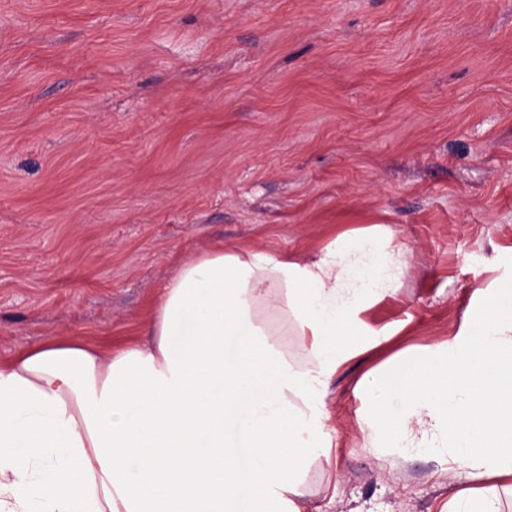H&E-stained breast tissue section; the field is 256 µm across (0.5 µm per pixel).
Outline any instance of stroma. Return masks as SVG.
Instances as JSON below:
<instances>
[{"mask_svg": "<svg viewBox=\"0 0 512 512\" xmlns=\"http://www.w3.org/2000/svg\"><path fill=\"white\" fill-rule=\"evenodd\" d=\"M408 249L341 365L310 512H444L436 455L369 448L373 369L512 289V0H0V363L143 339L179 263L306 259L372 226Z\"/></svg>", "mask_w": 512, "mask_h": 512, "instance_id": "obj_1", "label": "stroma"}]
</instances>
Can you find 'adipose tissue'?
<instances>
[{"label":"adipose tissue","mask_w":512,"mask_h":512,"mask_svg":"<svg viewBox=\"0 0 512 512\" xmlns=\"http://www.w3.org/2000/svg\"><path fill=\"white\" fill-rule=\"evenodd\" d=\"M406 254L376 230L308 260L218 247L179 264L151 342L52 340L0 364V512H307L295 483L336 439L325 390ZM362 394L371 448L512 477V289H484L467 332L372 370Z\"/></svg>","instance_id":"1"}]
</instances>
